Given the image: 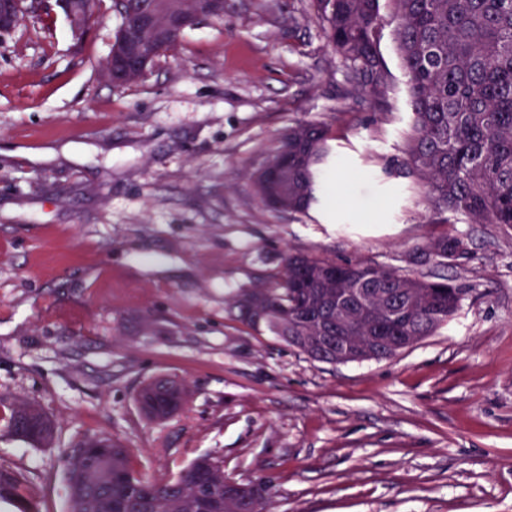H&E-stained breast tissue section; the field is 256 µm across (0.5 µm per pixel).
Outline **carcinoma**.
Returning a JSON list of instances; mask_svg holds the SVG:
<instances>
[{"instance_id": "cac0c4a2", "label": "carcinoma", "mask_w": 512, "mask_h": 512, "mask_svg": "<svg viewBox=\"0 0 512 512\" xmlns=\"http://www.w3.org/2000/svg\"><path fill=\"white\" fill-rule=\"evenodd\" d=\"M324 36L342 59L348 93L383 100L394 76L379 50L385 25L394 28L411 123L402 166L426 190L427 224L512 228V0H312ZM330 128L320 122L288 127L267 165L268 178L247 175L259 202L273 211L305 214L319 202L321 169L330 154ZM448 266L469 258L466 240L447 232L415 249ZM336 267L342 286L322 301L308 299L329 320L318 330L301 299V284L314 270ZM470 292L447 275L402 274L369 260H335L288 253L272 281L238 289L232 296L241 322L267 330L316 358L315 337L341 336L345 362L390 359L398 354L375 336L407 346L434 335ZM155 380L141 384L136 400L149 420L178 411L154 402ZM4 430L33 446H47L54 423L29 401H7ZM68 512H224V489L238 482L224 476V460L202 456L166 481L140 475L133 451L110 437L80 440L66 462ZM272 489L239 500V512H271Z\"/></svg>"}]
</instances>
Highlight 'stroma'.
<instances>
[{
	"label": "stroma",
	"instance_id": "1",
	"mask_svg": "<svg viewBox=\"0 0 512 512\" xmlns=\"http://www.w3.org/2000/svg\"><path fill=\"white\" fill-rule=\"evenodd\" d=\"M82 41L62 12L0 39V396L38 404L51 445L0 436V470L34 512H66L64 461L98 435L175 476L216 455L274 486L272 512H512V228L452 224L471 293L391 359L328 364L243 325L237 289L291 251L401 269L436 232L413 178L387 174L410 117L402 87L346 95L311 0H224L127 86L100 78L111 0ZM331 130L329 192L264 208L246 175L289 126ZM183 381L162 422L142 382ZM156 379L145 381L141 384L137 391L136 400L142 414L149 420H167L174 415L178 414L186 404L187 392L183 383L175 382L176 391L179 397L183 400V405L175 411H171L166 404L162 402H154V387ZM143 400V405L141 406Z\"/></svg>",
	"mask_w": 512,
	"mask_h": 512
}]
</instances>
